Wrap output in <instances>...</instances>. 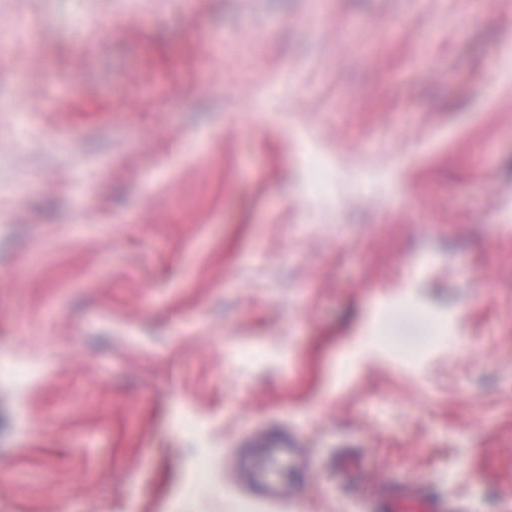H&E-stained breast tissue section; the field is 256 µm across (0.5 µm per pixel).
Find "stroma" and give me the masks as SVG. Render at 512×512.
I'll list each match as a JSON object with an SVG mask.
<instances>
[{"mask_svg":"<svg viewBox=\"0 0 512 512\" xmlns=\"http://www.w3.org/2000/svg\"><path fill=\"white\" fill-rule=\"evenodd\" d=\"M260 428L281 512H512V0H0V512H235ZM410 501L411 506L405 507L404 503ZM380 509L386 512L415 511V512H456L459 508L446 499L424 498L419 495L400 494L396 498L381 503Z\"/></svg>","mask_w":512,"mask_h":512,"instance_id":"stroma-1","label":"stroma"}]
</instances>
